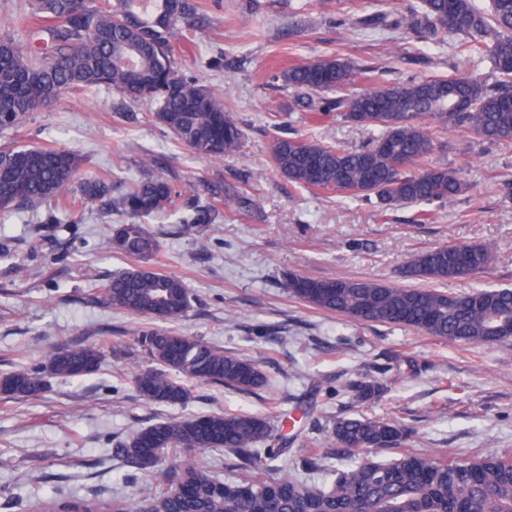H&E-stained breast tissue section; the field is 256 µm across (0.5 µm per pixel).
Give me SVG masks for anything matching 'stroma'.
I'll list each match as a JSON object with an SVG mask.
<instances>
[{
    "label": "stroma",
    "mask_w": 512,
    "mask_h": 512,
    "mask_svg": "<svg viewBox=\"0 0 512 512\" xmlns=\"http://www.w3.org/2000/svg\"><path fill=\"white\" fill-rule=\"evenodd\" d=\"M196 32L177 36L179 70L223 95L244 132L237 153L198 158L135 104L100 86L61 96L27 114L0 146L49 144L75 150L85 168L121 178L158 175L186 188L188 208L146 218L157 237L155 268L181 278L191 308L182 332L260 363L267 386L241 393L200 384L188 403L150 405L124 365L106 357L93 374L54 377L40 396L0 394V512H24L30 499L89 490L139 499L151 475L135 471L115 449L157 421L213 412L268 417L274 434L295 440L285 467L300 481L316 472L298 459L327 439L331 420L364 414L400 420L411 432L407 450L446 453L466 461L512 452V340L464 344L414 329L361 324L293 299L289 274L355 277L417 288L407 262L430 248L491 245L494 259L479 275L439 282L463 293L512 286V199L499 183L512 181V143H488L468 131L436 134L433 163L461 172L471 185L459 199L382 209L310 191L273 169V126L357 148L372 131L333 112L303 108L278 76L310 59L335 55L364 65L354 91L372 83L466 76L489 83L488 58L469 55L460 37L420 33L403 25L417 0H199ZM378 15L369 29L354 20ZM215 206L212 224H189L191 205ZM116 208L68 213L56 202L0 212V376L43 361L71 344L128 348L146 319L112 308L105 286L130 260L107 247ZM407 356L416 375L397 377L395 357ZM385 379L383 396L360 404L342 388L362 376Z\"/></svg>",
    "instance_id": "stroma-1"
}]
</instances>
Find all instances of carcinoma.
Wrapping results in <instances>:
<instances>
[{
	"mask_svg": "<svg viewBox=\"0 0 512 512\" xmlns=\"http://www.w3.org/2000/svg\"><path fill=\"white\" fill-rule=\"evenodd\" d=\"M197 7L191 0H21L11 23L34 46L24 50L0 38V132L63 93L106 86L133 102L159 100L158 123L192 153L220 160L237 152L244 133L225 112L224 100L181 75L174 59L177 32L190 33ZM408 23L422 33L463 37V51L488 56L505 80L488 84L450 76L373 85L339 94L363 66L336 56L294 65L281 74L288 88L323 93L321 111L377 131L359 149L324 144L276 125L270 144L275 170L311 190L352 199L376 200L392 208L445 204L467 193L469 183L444 165H432L436 149L426 122L440 130L464 128L487 142H512V0H422ZM112 182L81 173L80 155L54 146L0 148V211L15 210L71 194L69 206L86 210L112 201ZM127 222L117 225L112 247L134 265L112 275L108 303L152 326L124 351L136 364L131 378L153 404H181L197 384L221 385L242 393L264 387L267 376L250 359L227 355L218 346L171 327L190 308V292L177 276L156 272L149 261L159 241L140 218L174 212L184 192L163 177L133 181L119 196ZM493 259L485 244H448L422 251L406 276L444 281L479 273ZM288 293L323 312L358 323L415 329L427 336L465 344H495L512 338V288L478 287L467 293L437 288H404L370 279H320L294 275ZM105 357L97 345L52 350L40 364L0 379V391L18 398L41 394L50 377H80L96 371ZM356 401L384 392L383 381L347 383ZM222 429L214 439L194 419H169L143 428L116 449L135 469L152 475L149 492L132 504L124 497L36 500L31 512H512V461L488 454L447 462L407 454L390 463L363 460L337 466L336 448H398L408 430L395 420L340 416L333 420L322 455L300 459L305 470L330 478L327 487H309L275 464L288 452V436L275 437L267 417L214 412L205 415ZM189 450L199 457L174 468L165 457ZM223 451L232 466L248 474L236 482L211 475L205 457Z\"/></svg>",
	"mask_w": 512,
	"mask_h": 512,
	"instance_id": "carcinoma-1",
	"label": "carcinoma"
}]
</instances>
